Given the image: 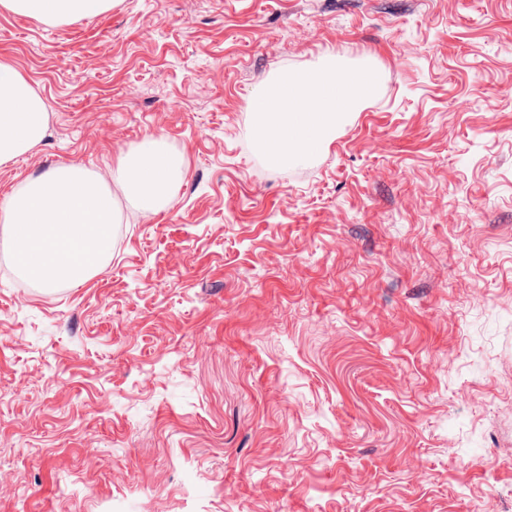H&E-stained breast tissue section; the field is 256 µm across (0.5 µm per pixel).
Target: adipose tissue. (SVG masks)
Wrapping results in <instances>:
<instances>
[{
	"mask_svg": "<svg viewBox=\"0 0 512 512\" xmlns=\"http://www.w3.org/2000/svg\"><path fill=\"white\" fill-rule=\"evenodd\" d=\"M119 0H0L12 13L47 24L90 19L116 7ZM383 72L364 57L344 63L333 54L313 66L278 71L248 101L257 150L276 166L312 158L336 136L351 113L380 90ZM47 111L32 83L11 64L0 61V162L30 152L43 139ZM184 175V161L163 138L149 136L122 154L115 177L126 197L155 212L170 204Z\"/></svg>",
	"mask_w": 512,
	"mask_h": 512,
	"instance_id": "ef3b65f1",
	"label": "adipose tissue"
}]
</instances>
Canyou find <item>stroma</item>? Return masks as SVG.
Listing matches in <instances>:
<instances>
[{
    "mask_svg": "<svg viewBox=\"0 0 512 512\" xmlns=\"http://www.w3.org/2000/svg\"><path fill=\"white\" fill-rule=\"evenodd\" d=\"M374 55L375 99L277 167L247 102ZM48 112L0 197L148 135L173 202L113 187L112 258L19 282L0 241V512H512V0L0 8ZM119 0H1L9 12L37 18L46 24L90 19L116 7Z\"/></svg>",
    "mask_w": 512,
    "mask_h": 512,
    "instance_id": "35a3bbf8",
    "label": "stroma"
}]
</instances>
